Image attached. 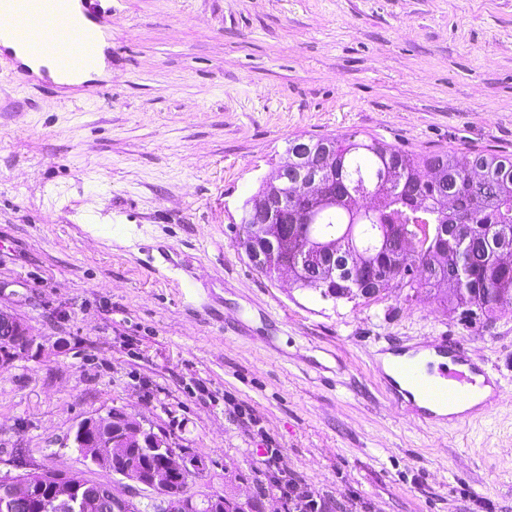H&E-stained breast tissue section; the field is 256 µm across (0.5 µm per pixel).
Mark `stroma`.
<instances>
[{
	"label": "stroma",
	"mask_w": 512,
	"mask_h": 512,
	"mask_svg": "<svg viewBox=\"0 0 512 512\" xmlns=\"http://www.w3.org/2000/svg\"><path fill=\"white\" fill-rule=\"evenodd\" d=\"M99 98L0 56V306L41 351L0 367V467L84 472L66 445L119 408L205 463L188 494L286 512L259 452L329 512H512V307L324 299L236 247L299 136L512 154V0H95ZM448 337L502 390L420 419L377 357Z\"/></svg>",
	"instance_id": "obj_1"
}]
</instances>
